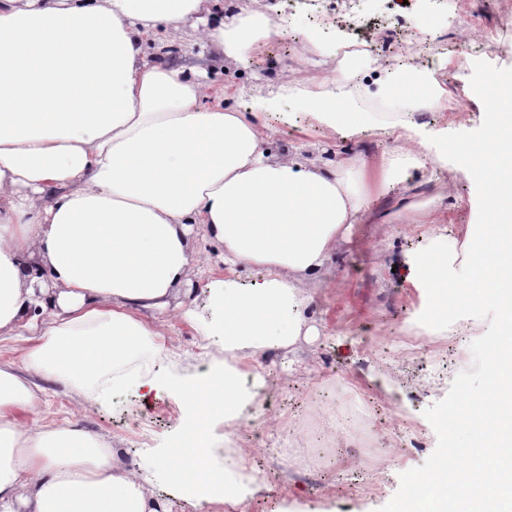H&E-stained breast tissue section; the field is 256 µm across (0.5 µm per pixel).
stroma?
I'll use <instances>...</instances> for the list:
<instances>
[{
    "mask_svg": "<svg viewBox=\"0 0 512 512\" xmlns=\"http://www.w3.org/2000/svg\"><path fill=\"white\" fill-rule=\"evenodd\" d=\"M356 13L387 20L377 59L392 73L402 65L400 45L405 36L413 32L419 18L430 19L442 32L439 51L452 58L437 78L459 100L460 109L451 115L422 112L415 122L431 135L471 131L481 125L484 107L469 83L473 61L457 58L456 48L462 42L477 43L486 30L496 29L503 47L485 59L512 68V0H333L330 24L318 34V43L347 39L349 20ZM271 20L274 37L258 41L242 59L217 55L197 41L189 28L175 37L165 59L176 67L201 64L209 83L234 84L239 93L230 104L243 112L255 110L260 84L272 79L282 90L281 110L266 116L268 149L277 160L302 155L333 162L353 154L391 155L401 125L381 121L370 108L371 102L390 99L376 73L364 67L350 83L331 80L323 68L312 66L313 56L304 49L303 33L312 27L309 12L275 14ZM336 96L365 113L370 129L345 138L320 126L303 107L306 99ZM440 190L450 193L454 208L429 207V198ZM404 196L415 207L402 216L398 210ZM477 215L474 183L463 167L447 160L410 169L405 183L371 201L363 223L352 226L339 241L333 259L307 282L315 298L307 314L315 321L318 336L302 343L295 354L272 348L262 361L263 396L268 404L262 436L250 435L245 424L229 426L218 421L211 428L207 469L223 468L224 450L230 443L254 464L241 503L216 501L204 507L171 477L155 476L153 454L174 444L184 418L183 401L171 391L144 397L130 388L115 393L111 404L101 407L52 386L44 403L26 414L25 420L51 427L73 421L104 439L123 462L150 477L162 512H377L396 493L400 474L423 465L434 452L438 438L424 412L447 395L459 372L471 367L470 345L488 328L486 320L471 317L453 323L447 343L433 350L443 370L438 379L426 376L421 354L411 348L387 350V340L416 326L426 306L407 260L435 236L464 243L466 227L476 222ZM206 281V274L196 271L186 281L194 290L189 304L196 313L195 323L175 318L162 328L170 348L164 369L175 381L198 374L204 357L217 362L224 358L217 339L199 336L195 329L196 323L209 322L213 316L202 292ZM339 373L344 379L338 383L334 377ZM355 397L366 398L381 420L375 457L364 456L346 436L335 439V455L341 462L337 468L305 466L276 453V444L286 436L295 445L304 444V432L289 429L293 419L306 417L321 403L340 406ZM392 411L422 433L421 447L405 446L399 431L388 425L386 417Z\"/></svg>",
    "mask_w": 512,
    "mask_h": 512,
    "instance_id": "1",
    "label": "stroma"
}]
</instances>
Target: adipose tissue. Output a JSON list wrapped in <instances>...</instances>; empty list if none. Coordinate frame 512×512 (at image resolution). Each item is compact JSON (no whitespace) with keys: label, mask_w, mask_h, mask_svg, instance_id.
Wrapping results in <instances>:
<instances>
[{"label":"adipose tissue","mask_w":512,"mask_h":512,"mask_svg":"<svg viewBox=\"0 0 512 512\" xmlns=\"http://www.w3.org/2000/svg\"><path fill=\"white\" fill-rule=\"evenodd\" d=\"M219 2L0 0V341L24 343L0 363V512H157L145 477L98 437L19 421L48 380L98 405L113 391L172 387L185 422L155 467L185 488L206 484L211 422L243 420L240 383L259 357L312 333L305 278L372 199L429 159L405 148L333 167L271 159L261 113L145 60L189 25L233 58L271 33L260 0L231 16ZM312 110L342 136L367 129L342 100ZM199 229L227 269L205 285L214 319L200 333L219 337L226 359L173 384L160 327L201 260ZM255 268L263 284L243 287L237 270Z\"/></svg>","instance_id":"adipose-tissue-1"}]
</instances>
